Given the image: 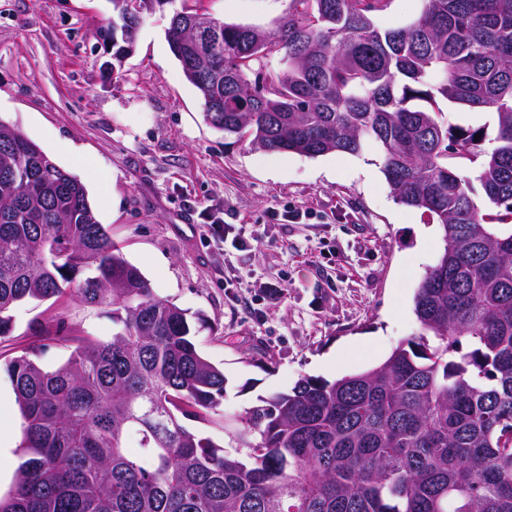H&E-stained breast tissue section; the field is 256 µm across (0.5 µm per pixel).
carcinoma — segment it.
I'll use <instances>...</instances> for the list:
<instances>
[{"mask_svg": "<svg viewBox=\"0 0 512 512\" xmlns=\"http://www.w3.org/2000/svg\"><path fill=\"white\" fill-rule=\"evenodd\" d=\"M381 2L290 0L267 32L184 0L166 32L208 124L307 157L372 142L394 197L445 242L414 337L370 370L259 399L243 428L224 420L227 448L182 424L216 412L227 385L187 313L154 293L77 177L50 157L40 171L44 150L0 122V339L24 300L110 308L118 325L110 341L63 338L53 371L27 352L6 364L25 460L0 512H512V0H427L401 29L374 24ZM112 6L99 37L119 60L139 20ZM272 55L281 69L254 72ZM448 102L494 114L491 148L484 129L442 121Z\"/></svg>", "mask_w": 512, "mask_h": 512, "instance_id": "obj_1", "label": "carcinoma"}]
</instances>
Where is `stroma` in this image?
Returning a JSON list of instances; mask_svg holds the SVG:
<instances>
[{
    "instance_id": "35a3bbf8",
    "label": "stroma",
    "mask_w": 512,
    "mask_h": 512,
    "mask_svg": "<svg viewBox=\"0 0 512 512\" xmlns=\"http://www.w3.org/2000/svg\"><path fill=\"white\" fill-rule=\"evenodd\" d=\"M229 24L275 29L289 0H204ZM174 6L144 14L133 53L114 67L98 31L111 0H0V120L38 144L85 186L100 224L155 294L191 317L201 354L228 379L220 414L189 429L224 441V419L302 376L330 381L372 369L418 330L414 300L444 249L422 211L398 203L375 144L315 158L252 149L203 116L196 89L172 54ZM307 212L277 223L273 209ZM208 209L258 242L223 248L205 237ZM284 289L266 301L263 287ZM112 336L110 309L72 300L27 301L0 340V363L36 347L52 370L69 351L35 327ZM377 337L368 351L363 337ZM23 420L0 374V496L20 463Z\"/></svg>"
}]
</instances>
